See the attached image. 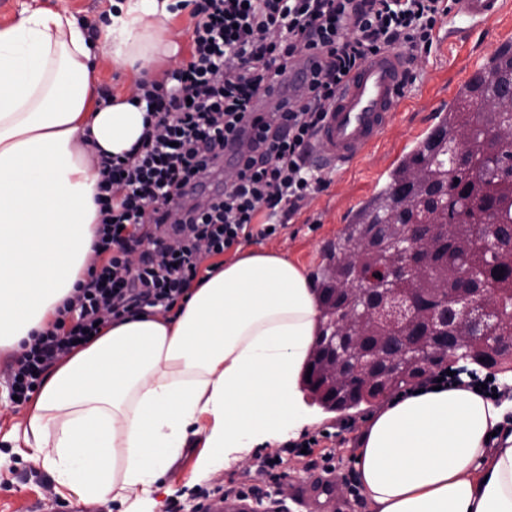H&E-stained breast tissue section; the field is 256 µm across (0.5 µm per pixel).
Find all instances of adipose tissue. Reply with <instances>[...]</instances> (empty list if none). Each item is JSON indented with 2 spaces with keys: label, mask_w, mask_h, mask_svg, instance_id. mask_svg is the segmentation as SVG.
Masks as SVG:
<instances>
[{
  "label": "adipose tissue",
  "mask_w": 512,
  "mask_h": 512,
  "mask_svg": "<svg viewBox=\"0 0 512 512\" xmlns=\"http://www.w3.org/2000/svg\"><path fill=\"white\" fill-rule=\"evenodd\" d=\"M172 0H122L100 41L64 12L0 29V349L44 329L85 281L101 155L128 152L145 108L96 99L100 58L171 56ZM320 306L303 269L249 251L190 289L176 317L112 323L57 366L28 408L33 459L81 501L149 492L190 434L214 455L293 436ZM505 405L448 385L391 396L354 458L373 512H512Z\"/></svg>",
  "instance_id": "adipose-tissue-1"
}]
</instances>
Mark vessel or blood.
I'll list each match as a JSON object with an SVG mask.
<instances>
[{
  "label": "vessel or blood",
  "instance_id": "obj_1",
  "mask_svg": "<svg viewBox=\"0 0 512 512\" xmlns=\"http://www.w3.org/2000/svg\"><path fill=\"white\" fill-rule=\"evenodd\" d=\"M503 0H458L459 19L474 27L492 21ZM402 57L390 51L369 59L336 96L309 157L319 168L342 167L369 149L399 110ZM294 512H353L350 500L336 493L333 474L313 469L288 488Z\"/></svg>",
  "mask_w": 512,
  "mask_h": 512
}]
</instances>
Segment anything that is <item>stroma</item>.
Masks as SVG:
<instances>
[{
  "instance_id": "stroma-1",
  "label": "stroma",
  "mask_w": 512,
  "mask_h": 512,
  "mask_svg": "<svg viewBox=\"0 0 512 512\" xmlns=\"http://www.w3.org/2000/svg\"><path fill=\"white\" fill-rule=\"evenodd\" d=\"M116 2L8 0L0 8V27L11 24L26 8L65 9L74 14L93 38ZM505 43L512 44V0H506L500 16L485 27L463 30L458 23L444 22L436 32L430 52L422 56L413 92L402 99L392 124L373 150L333 174L328 189L309 200L281 235L258 242V249L282 254L306 273L317 271L324 261L325 247L335 241L366 202L387 186L403 158L429 133L436 117L447 111L463 71L484 66L498 46ZM382 405L378 398L360 411L329 412L310 396L302 398V406L311 419L306 432L321 434V447L334 452L339 493H347L348 482L356 478L353 458L360 446L365 418ZM24 416V411L14 408L6 386L0 383V512H123V504L108 497L82 502L60 494L52 473L43 463L30 459L16 447V430L22 426ZM346 421L353 423L354 429L345 437H338L337 431ZM275 448V443L269 442L233 451L205 470L201 464L211 451L206 448L203 436L190 437L152 493L144 495L141 512H195L196 502L189 495L190 488L200 485L213 489L231 480L243 481L259 456Z\"/></svg>"
}]
</instances>
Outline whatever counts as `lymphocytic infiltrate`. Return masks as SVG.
Segmentation results:
<instances>
[{"instance_id":"f902f5d3","label":"lymphocytic infiltrate","mask_w":512,"mask_h":512,"mask_svg":"<svg viewBox=\"0 0 512 512\" xmlns=\"http://www.w3.org/2000/svg\"><path fill=\"white\" fill-rule=\"evenodd\" d=\"M451 11L450 0H202L192 12L189 60L165 81L134 85L148 129L129 153L101 161L89 278L8 364L10 393L27 402L76 341L90 342L127 317L172 312L205 260L286 229L330 184L327 173L306 164L305 153L346 78L372 56L398 51L401 90L412 91L418 60ZM308 57L316 63L301 97L264 99ZM244 137L248 147L223 192L201 207L178 205L188 185L210 176L225 144ZM315 448L303 435L265 454L248 474L250 487L200 486L196 496L257 492L267 479L286 476L288 457Z\"/></svg>"}]
</instances>
